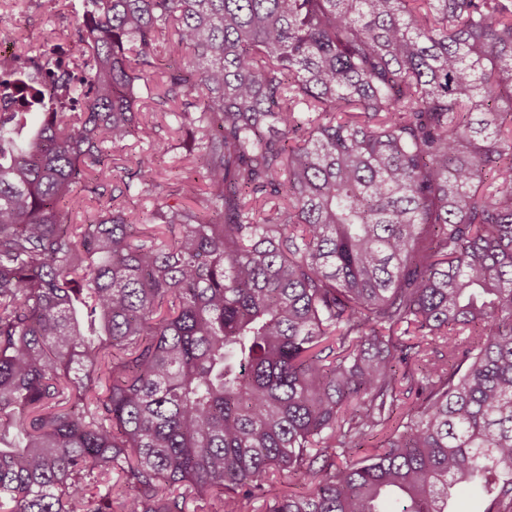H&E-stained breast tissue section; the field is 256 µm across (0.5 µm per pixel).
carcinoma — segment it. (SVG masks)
<instances>
[{"instance_id":"1","label":"carcinoma","mask_w":512,"mask_h":512,"mask_svg":"<svg viewBox=\"0 0 512 512\" xmlns=\"http://www.w3.org/2000/svg\"><path fill=\"white\" fill-rule=\"evenodd\" d=\"M67 53L0 112V512H512V0H83ZM148 99L206 191L138 224Z\"/></svg>"}]
</instances>
